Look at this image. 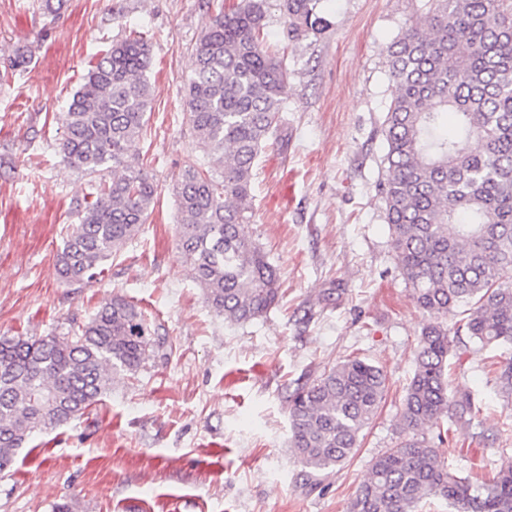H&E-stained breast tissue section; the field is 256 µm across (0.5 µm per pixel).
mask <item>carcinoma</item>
Listing matches in <instances>:
<instances>
[{"label":"carcinoma","mask_w":512,"mask_h":512,"mask_svg":"<svg viewBox=\"0 0 512 512\" xmlns=\"http://www.w3.org/2000/svg\"><path fill=\"white\" fill-rule=\"evenodd\" d=\"M194 45L186 107L206 158L184 165L176 187L177 249L213 311L232 324L266 314L279 276L245 227L253 169L284 109L288 71L264 48L266 0H214ZM320 0H280L291 41L324 28ZM421 25L388 50L395 84L383 131L387 175L378 183L391 245L417 305L435 318L418 338L400 418L404 440L378 456L350 512H416L429 496L457 512H512V465L473 483L420 436L448 415L471 428V393L448 395V359L464 334L512 347V0H432ZM151 45L112 44L61 115L62 162L89 178L92 200L58 254L60 276L99 277L145 223L152 178L129 156L150 104ZM454 113L447 133L444 116ZM112 178H102L103 167ZM460 311L455 331L441 317ZM153 346L144 314L117 296L71 336L0 338V471L35 433L79 418L135 372ZM386 392L383 370L358 357L288 396L290 447L313 491L359 447Z\"/></svg>","instance_id":"obj_1"}]
</instances>
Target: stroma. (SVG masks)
I'll return each instance as SVG.
<instances>
[{"instance_id":"stroma-1","label":"stroma","mask_w":512,"mask_h":512,"mask_svg":"<svg viewBox=\"0 0 512 512\" xmlns=\"http://www.w3.org/2000/svg\"><path fill=\"white\" fill-rule=\"evenodd\" d=\"M0 0V336H64L124 296L157 331L144 364L120 372L85 415L30 439L0 472V512H347L373 459L397 447L399 412L430 321L399 270L377 185L393 86L388 49L429 0H321V34L289 40L267 0L265 42L288 68L287 110L254 170L247 230L280 275L264 316L229 324L205 302L176 250L175 187L201 152L184 105L207 0ZM151 43V107L131 147L157 193L139 234L104 273L77 288L57 272L63 239L89 191L57 151L82 77L131 32ZM336 291L330 302L324 289ZM491 350L468 337L450 359V392L474 394L482 438L439 444L460 476L512 464V401L497 390ZM381 367L387 391L354 457L323 490L303 486L289 446L288 396L337 361Z\"/></svg>"}]
</instances>
